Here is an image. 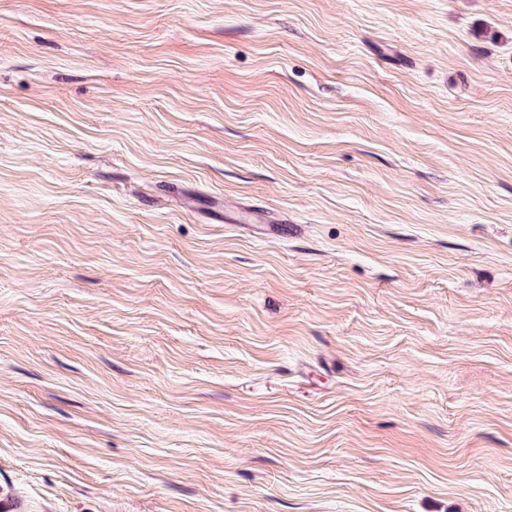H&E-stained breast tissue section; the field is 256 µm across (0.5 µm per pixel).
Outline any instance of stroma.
<instances>
[{"mask_svg":"<svg viewBox=\"0 0 512 512\" xmlns=\"http://www.w3.org/2000/svg\"><path fill=\"white\" fill-rule=\"evenodd\" d=\"M0 505L512 512V0H0Z\"/></svg>","mask_w":512,"mask_h":512,"instance_id":"stroma-1","label":"stroma"}]
</instances>
